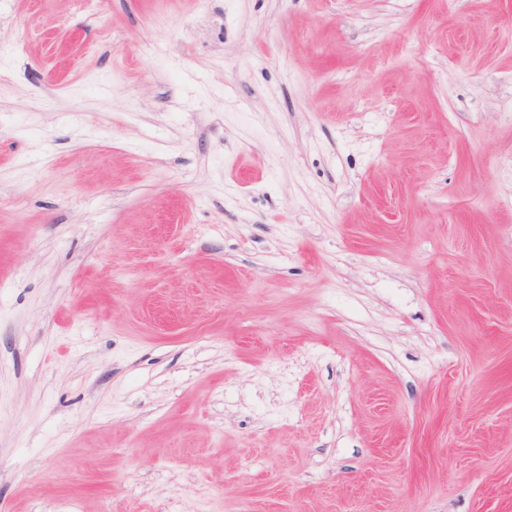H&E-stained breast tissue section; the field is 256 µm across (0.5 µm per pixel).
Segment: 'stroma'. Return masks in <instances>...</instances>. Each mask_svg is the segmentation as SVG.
Instances as JSON below:
<instances>
[{"instance_id":"35a3bbf8","label":"stroma","mask_w":512,"mask_h":512,"mask_svg":"<svg viewBox=\"0 0 512 512\" xmlns=\"http://www.w3.org/2000/svg\"><path fill=\"white\" fill-rule=\"evenodd\" d=\"M512 512V0H0V512Z\"/></svg>"}]
</instances>
